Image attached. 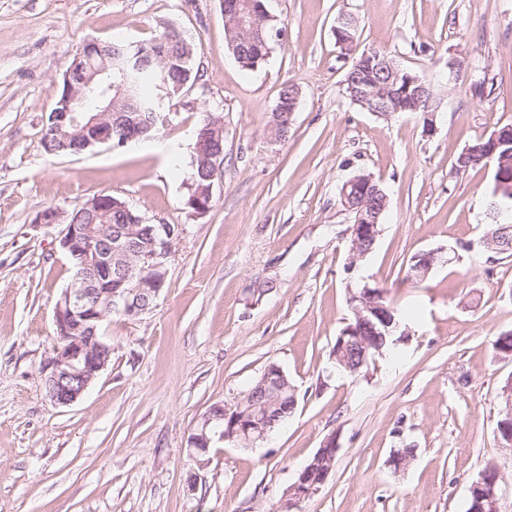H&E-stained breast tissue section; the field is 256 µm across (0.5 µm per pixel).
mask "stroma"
Wrapping results in <instances>:
<instances>
[{"label":"stroma","instance_id":"1","mask_svg":"<svg viewBox=\"0 0 512 512\" xmlns=\"http://www.w3.org/2000/svg\"><path fill=\"white\" fill-rule=\"evenodd\" d=\"M285 36L248 71L227 47L219 0H0V512H277L328 436L326 483L295 512H467L468 488L499 473L512 512V450L497 436L512 360V256L487 251L494 165L457 157L512 125V0H271ZM356 52L388 53L431 85L422 115L384 119L345 92L339 15ZM194 48L197 79L149 141L54 156L42 128L61 77L90 39L141 43L164 25ZM300 92L288 135L268 127L281 88ZM224 123V173L212 208L192 215L195 129ZM373 174L388 195L373 252L349 269L351 214L340 189ZM112 194L151 222L182 227L156 307L103 325L112 361L69 407L46 395L54 306L71 281L59 224L89 196ZM458 259L421 281L411 257ZM384 289L405 316L397 354L360 373L332 358L351 317L348 287ZM271 364L298 396L259 449L217 444L198 465L188 438L213 404L233 408ZM414 455L402 468L390 457ZM197 482H190V474ZM355 31V22L352 17H341L337 20L334 28L336 44L341 47L343 54L346 56L351 55L353 52Z\"/></svg>","mask_w":512,"mask_h":512}]
</instances>
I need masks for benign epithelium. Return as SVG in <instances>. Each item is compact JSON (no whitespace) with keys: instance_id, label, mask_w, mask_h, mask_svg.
I'll return each instance as SVG.
<instances>
[{"instance_id":"benign-epithelium-1","label":"benign epithelium","mask_w":512,"mask_h":512,"mask_svg":"<svg viewBox=\"0 0 512 512\" xmlns=\"http://www.w3.org/2000/svg\"><path fill=\"white\" fill-rule=\"evenodd\" d=\"M276 21L267 3L256 0H240L235 8L231 24L241 31L259 24H271L266 31L264 50L271 54V45L281 41L284 29L274 25ZM336 44L343 54L353 52L355 22L341 17L334 28ZM100 41L84 44L71 65L63 74V92L57 102L58 111L53 113L43 128V137L80 140L88 128L96 126L99 133L85 142V147L112 144L111 125L124 129L123 143L145 133L138 120L125 116L115 109L117 99L128 94L127 67L132 58H112L101 55L97 64H86L84 59ZM346 93L362 110L378 117L389 118L399 112H422L428 129H433L434 110L430 86L418 76L402 69L393 58L385 55L376 59L372 71L355 80L346 81ZM95 93L102 103L101 111L90 115L84 111L86 95ZM299 95L290 96L288 108L276 105L270 124L271 139L278 142L288 134L293 114L297 111ZM492 150L485 159L495 163V190L491 208L494 219L504 216L503 201L512 199V150L495 158L496 150L507 145L496 131L491 135ZM197 149L208 155V171L203 175L207 184H201L191 194L186 206L193 214H207L213 201V186L224 171V124L212 119L196 132ZM343 206L353 214L350 227L351 258L348 269H355L359 260L369 254L376 244L381 230L379 220L387 209L388 195L381 183L371 174H356L346 180L340 191ZM78 209L83 213L106 219L114 210L127 214L139 226L147 218L133 210L126 201L113 195L97 194L88 198ZM156 239L137 260L128 257V232L119 230L105 234L93 224H80L73 215L66 216V226L60 246L74 262L70 285L63 291L54 310V325L59 344L44 361L40 373L49 400L56 406L68 407L76 403L112 361V346L99 334L104 321L114 312L129 321H136L151 311L165 285L173 241L177 238L171 224L155 225ZM452 262L443 248L414 255L407 274L411 280H422L434 266ZM383 292L365 284L349 289L348 302L353 321L339 333L334 359L344 369L356 373L369 362L370 351L382 350V337L392 336L401 329L394 317V309L382 303ZM286 378L278 366L271 364L265 371L259 390L267 394L282 386ZM501 414L512 423V380L500 394ZM505 421V422H507ZM505 422L498 423L502 441L512 447V433L505 431ZM275 423L260 417L256 411H242V404L232 410L220 405L209 409L188 439L189 447L197 443L206 445L237 439L249 448L265 443L274 432ZM336 437L327 438L313 456V464L323 466L321 482L293 483L288 486L280 506L285 512L295 508L303 499L319 490L326 482L336 458ZM499 471L487 467L479 480L470 484L474 498L472 512H499Z\"/></svg>"}]
</instances>
